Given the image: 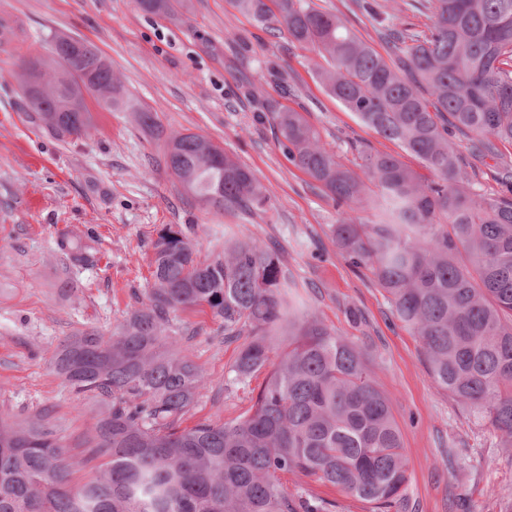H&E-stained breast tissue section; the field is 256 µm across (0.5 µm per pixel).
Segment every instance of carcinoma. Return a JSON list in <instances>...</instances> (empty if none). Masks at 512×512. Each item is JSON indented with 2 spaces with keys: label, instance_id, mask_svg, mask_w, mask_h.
<instances>
[{
  "label": "carcinoma",
  "instance_id": "obj_1",
  "mask_svg": "<svg viewBox=\"0 0 512 512\" xmlns=\"http://www.w3.org/2000/svg\"><path fill=\"white\" fill-rule=\"evenodd\" d=\"M255 22L286 29L314 51L328 96L418 158L361 147L360 172L344 166L303 115L268 103L288 160L340 207L369 208L363 224L341 212L332 234L349 264L366 270L393 314L422 344L435 386L512 447V166L497 195L481 191L453 133L481 162L512 145V0H413L429 23L393 16L381 54L315 0H232ZM155 13L184 0H140ZM28 108L61 140L91 127L88 100L132 113L162 142L183 191L226 213L251 211L269 190L211 139L168 135L134 100L107 56L80 36L54 35L50 56L26 57L17 75ZM96 240L56 241L70 267L94 264ZM141 306L105 336L86 330L53 351V371L99 405L87 444L103 468L71 483L73 455L47 416L0 415V512H331L333 505L282 482L302 473L389 512L409 473L402 433L362 351L285 299L278 256L252 240L204 254L190 227L169 224L151 242ZM207 309L224 335L247 336L233 380L267 375L252 405L225 422L181 427L204 375L179 347L170 314ZM288 346L279 350L274 332Z\"/></svg>",
  "mask_w": 512,
  "mask_h": 512
}]
</instances>
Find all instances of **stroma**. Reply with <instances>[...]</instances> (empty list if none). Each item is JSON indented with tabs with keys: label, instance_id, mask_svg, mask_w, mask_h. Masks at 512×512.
<instances>
[{
	"label": "stroma",
	"instance_id": "1",
	"mask_svg": "<svg viewBox=\"0 0 512 512\" xmlns=\"http://www.w3.org/2000/svg\"><path fill=\"white\" fill-rule=\"evenodd\" d=\"M322 5L382 49L379 25L359 0ZM4 27L11 33L0 34V414L21 422L48 411L61 442L85 448L96 405L66 387L51 354L76 331L112 332L144 297L158 231L187 224L206 253L228 239L275 246L292 306L365 352L402 432L410 482L398 512H512V448L435 387L416 337L370 274L337 249L334 202L289 162L269 121L268 102L301 112L350 168L357 147L397 152L326 95L314 53L289 47L287 32L261 27L230 0H190L168 14L144 12L137 0H0ZM55 34L93 41L167 134L223 145L269 189L267 204L221 214L180 193L156 141L129 113H94L88 135L66 141L34 122L13 74L22 55L46 53ZM64 232L96 237L94 267L65 270L56 249ZM68 277L85 283L84 293L63 292ZM175 322L191 329L181 345L206 380L184 426L242 415L265 372L232 381L242 342L225 339L210 312L183 311ZM283 482L332 503V512H369L331 484L298 473Z\"/></svg>",
	"mask_w": 512,
	"mask_h": 512
}]
</instances>
